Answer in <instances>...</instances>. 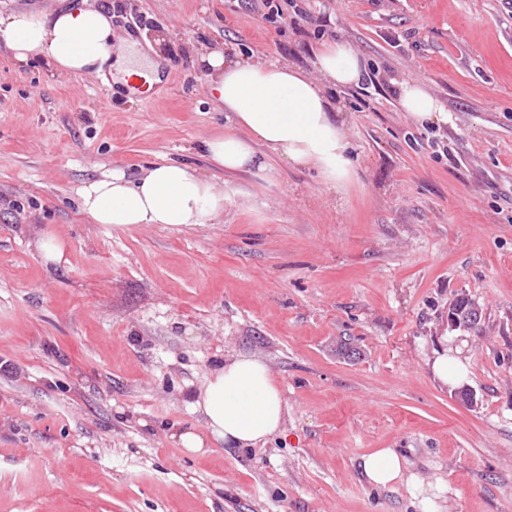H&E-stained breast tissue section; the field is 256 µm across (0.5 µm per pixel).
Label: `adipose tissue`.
Here are the masks:
<instances>
[{"label": "adipose tissue", "mask_w": 512, "mask_h": 512, "mask_svg": "<svg viewBox=\"0 0 512 512\" xmlns=\"http://www.w3.org/2000/svg\"><path fill=\"white\" fill-rule=\"evenodd\" d=\"M0 45L21 64L41 59L59 77L114 70L138 85L160 81L158 62L139 56L134 41L114 44L110 18L90 0L49 15L0 13ZM199 60L218 107L229 112L236 128L202 142L203 155L215 167L260 177L275 157L316 170L332 190L353 180L356 162L344 122L325 94L326 87L357 86L364 78L359 54L349 42L326 44L312 74L278 61L229 59L220 50L201 54ZM396 90L402 111L415 125L447 123V111L420 82L401 81ZM77 194L81 210L96 224H163L178 231L224 220L223 184L182 160L165 159L134 175L115 167L80 186ZM192 406L203 418L204 433L177 435L191 454L207 453L212 440L250 448L284 431L282 393L270 367L255 356H232L213 369ZM362 468L379 488L402 478V460L392 448L364 456Z\"/></svg>", "instance_id": "obj_1"}]
</instances>
